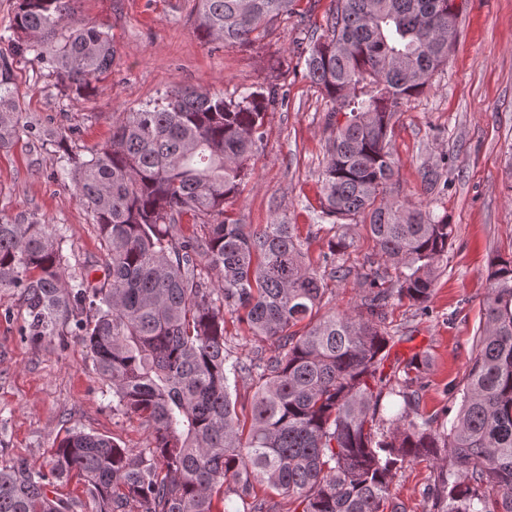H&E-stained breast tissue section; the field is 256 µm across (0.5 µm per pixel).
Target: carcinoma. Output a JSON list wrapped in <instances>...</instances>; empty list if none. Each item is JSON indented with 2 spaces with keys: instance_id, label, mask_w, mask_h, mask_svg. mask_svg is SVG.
Listing matches in <instances>:
<instances>
[{
  "instance_id": "carcinoma-1",
  "label": "carcinoma",
  "mask_w": 512,
  "mask_h": 512,
  "mask_svg": "<svg viewBox=\"0 0 512 512\" xmlns=\"http://www.w3.org/2000/svg\"><path fill=\"white\" fill-rule=\"evenodd\" d=\"M296 2L198 0L195 30L206 43L250 46ZM67 9L68 0H17L14 46L86 97L112 66V41L94 26L62 32ZM450 29L454 0H336L324 34L302 48L310 82L335 107L353 102L326 147L322 217L336 223L321 272L305 262L295 225L242 224L229 211L252 174L266 113L286 102L280 85L231 98L172 88L125 113L88 156L62 134L43 135L97 224L103 276L91 277L92 262L72 268L62 233L1 214L0 288L21 290L31 342L81 337L115 407L145 420L154 447L135 453L75 429L48 471L0 469V512H74L78 503L47 496L74 474L90 512H218L220 494L235 495L241 512H263L256 482L288 512H405L390 485L417 460L437 463L432 512H512V257L490 263L484 325L450 427L419 411L421 355L384 372L387 309L396 298L426 308L453 235L448 216L394 196L389 141L396 113L448 62L440 33ZM363 82L374 90L360 100ZM11 84L3 63L0 148L21 130ZM423 182L448 190L433 169ZM185 216L203 232L185 234ZM357 219L380 263L354 274L336 264L353 246L337 221ZM352 274L357 308L315 317L326 277ZM227 314L278 344V355L232 358ZM245 375L255 380L246 431L231 392Z\"/></svg>"
}]
</instances>
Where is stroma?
Returning a JSON list of instances; mask_svg holds the SVG:
<instances>
[{
  "mask_svg": "<svg viewBox=\"0 0 512 512\" xmlns=\"http://www.w3.org/2000/svg\"><path fill=\"white\" fill-rule=\"evenodd\" d=\"M458 36L446 66L397 113L389 134L400 198L430 205L454 226L427 310L392 302L384 328L390 360L424 355L417 383L420 411L451 425L484 322L496 257L512 256V0H455ZM16 0H0V60L13 73L23 130L0 149V212L63 229L71 263L102 261L104 246L70 180L41 134L64 130L80 154L110 140L124 112L139 110L173 87L231 97L267 83L285 85L288 103L267 112L254 173L231 207L243 224H294L311 267L321 264L327 230L320 209L321 172L332 105L305 76L300 42L320 36L331 0H298L248 47L204 43L194 31L196 0H69L71 14L108 31L111 74L78 99L48 66L16 55L11 20ZM442 171L447 195L432 199L425 169ZM27 310L20 292L0 288V468L25 462L48 471L53 444L68 430L113 438L140 451L153 445L143 419L112 407L80 337L36 345L23 339ZM433 463L406 464L391 485L406 512H431L425 496Z\"/></svg>",
  "mask_w": 512,
  "mask_h": 512,
  "instance_id": "35a3bbf8",
  "label": "stroma"
}]
</instances>
